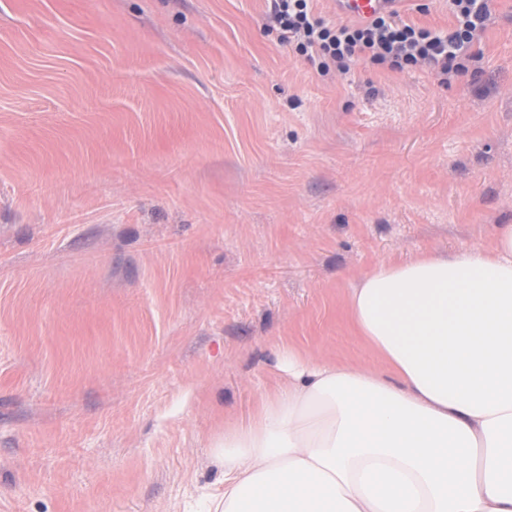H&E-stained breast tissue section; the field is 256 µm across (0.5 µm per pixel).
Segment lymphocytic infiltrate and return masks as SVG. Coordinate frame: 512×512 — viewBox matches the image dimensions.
Here are the masks:
<instances>
[{"mask_svg":"<svg viewBox=\"0 0 512 512\" xmlns=\"http://www.w3.org/2000/svg\"><path fill=\"white\" fill-rule=\"evenodd\" d=\"M496 0H448L454 25L445 31L420 27L390 9L361 21L327 22L313 11V0H271V14L282 37L319 73L347 71L351 62L402 71L427 65L442 81L469 73L480 62L479 35L495 17Z\"/></svg>","mask_w":512,"mask_h":512,"instance_id":"obj_1","label":"lymphocytic infiltrate"}]
</instances>
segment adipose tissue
Instances as JSON below:
<instances>
[{
  "instance_id": "1",
  "label": "adipose tissue",
  "mask_w": 512,
  "mask_h": 512,
  "mask_svg": "<svg viewBox=\"0 0 512 512\" xmlns=\"http://www.w3.org/2000/svg\"><path fill=\"white\" fill-rule=\"evenodd\" d=\"M348 310L385 370L281 349L285 383L213 441L222 512H512V224L380 264Z\"/></svg>"
}]
</instances>
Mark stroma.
Returning a JSON list of instances; mask_svg holds the SVG:
<instances>
[{
    "label": "stroma",
    "mask_w": 512,
    "mask_h": 512,
    "mask_svg": "<svg viewBox=\"0 0 512 512\" xmlns=\"http://www.w3.org/2000/svg\"><path fill=\"white\" fill-rule=\"evenodd\" d=\"M401 14L451 28L446 0ZM476 74H319L268 0H0V512H210L279 344L512 224V0Z\"/></svg>",
    "instance_id": "obj_1"
}]
</instances>
